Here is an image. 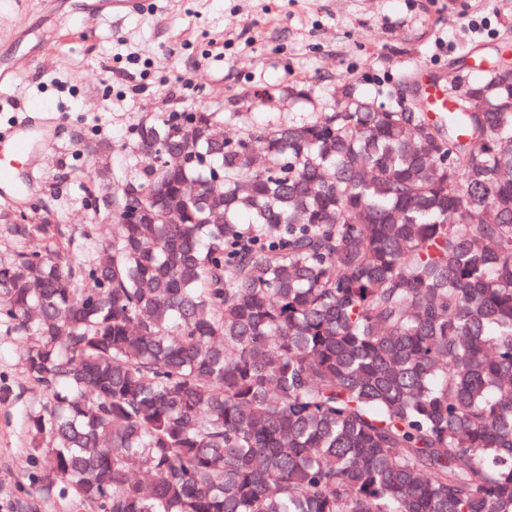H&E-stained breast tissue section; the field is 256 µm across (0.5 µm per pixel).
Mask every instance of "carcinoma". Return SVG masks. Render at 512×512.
<instances>
[{"label":"carcinoma","instance_id":"obj_1","mask_svg":"<svg viewBox=\"0 0 512 512\" xmlns=\"http://www.w3.org/2000/svg\"><path fill=\"white\" fill-rule=\"evenodd\" d=\"M437 118L343 89L134 129L102 257L11 225L26 495L69 512H512V71ZM149 219L121 221L129 200Z\"/></svg>","mask_w":512,"mask_h":512}]
</instances>
